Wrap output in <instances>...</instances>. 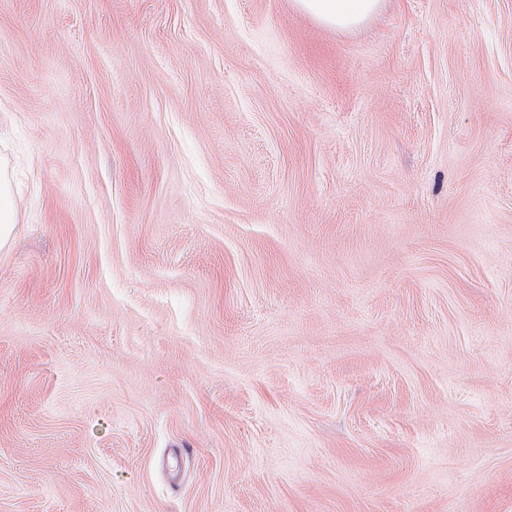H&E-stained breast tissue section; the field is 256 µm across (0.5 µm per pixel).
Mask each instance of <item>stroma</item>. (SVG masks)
Listing matches in <instances>:
<instances>
[{"label":"stroma","mask_w":512,"mask_h":512,"mask_svg":"<svg viewBox=\"0 0 512 512\" xmlns=\"http://www.w3.org/2000/svg\"><path fill=\"white\" fill-rule=\"evenodd\" d=\"M0 512H512V0H0ZM380 0H294L298 10L319 23L336 29H351L369 19ZM16 224V213L8 200L7 184L0 179V245L7 242Z\"/></svg>","instance_id":"1"}]
</instances>
